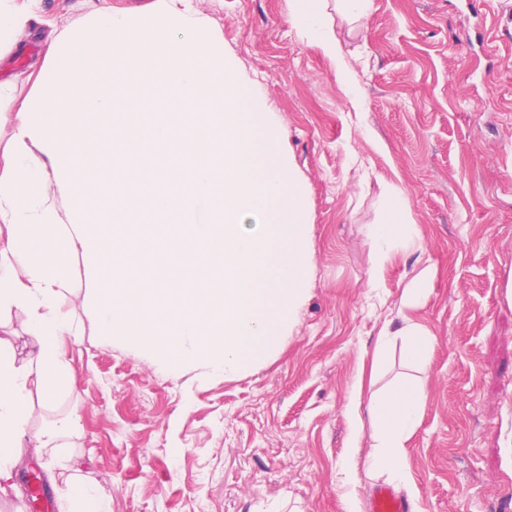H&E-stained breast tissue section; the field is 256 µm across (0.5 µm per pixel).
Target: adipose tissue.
I'll use <instances>...</instances> for the list:
<instances>
[{
	"instance_id": "ef3b65f1",
	"label": "adipose tissue",
	"mask_w": 512,
	"mask_h": 512,
	"mask_svg": "<svg viewBox=\"0 0 512 512\" xmlns=\"http://www.w3.org/2000/svg\"><path fill=\"white\" fill-rule=\"evenodd\" d=\"M328 0H288V12L332 58L340 43ZM39 0H0V45L38 18ZM0 149V314L32 336L28 364L0 347V482L10 481L31 416V369L55 401L72 378L65 336L92 329L148 350L169 373L199 366L230 377L275 351L306 283L305 196L261 104L223 39L191 0L137 14L108 6L90 30L61 33ZM379 260L416 246L393 198L369 227ZM94 283L86 318L62 304L77 289L72 261ZM401 339L426 370L432 342L411 321L383 326L376 352ZM414 380L363 394L372 466L404 475L405 441L420 422Z\"/></svg>"
}]
</instances>
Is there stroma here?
<instances>
[{
    "label": "stroma",
    "instance_id": "stroma-1",
    "mask_svg": "<svg viewBox=\"0 0 512 512\" xmlns=\"http://www.w3.org/2000/svg\"><path fill=\"white\" fill-rule=\"evenodd\" d=\"M155 0H40L41 23L0 50L13 100L66 28L98 6ZM372 0L329 19L353 94L287 0H192L224 38L245 87L272 112L307 202L306 290L280 347L233 378L164 373L145 352L92 333L66 337L75 387L33 412L0 512H23L21 465L37 461L54 498L96 482L112 512H345L387 484L415 512H512V0ZM400 194L418 250L379 262L368 227ZM435 269L416 307L403 294ZM429 334L421 421L398 480L370 469V421L349 403L385 322ZM70 419L58 449L32 434Z\"/></svg>",
    "mask_w": 512,
    "mask_h": 512
}]
</instances>
